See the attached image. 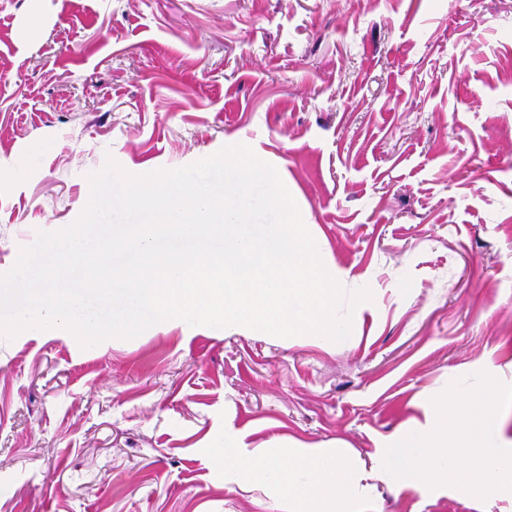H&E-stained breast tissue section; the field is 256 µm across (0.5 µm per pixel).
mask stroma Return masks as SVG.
Returning <instances> with one entry per match:
<instances>
[{
  "label": "stroma",
  "mask_w": 512,
  "mask_h": 512,
  "mask_svg": "<svg viewBox=\"0 0 512 512\" xmlns=\"http://www.w3.org/2000/svg\"><path fill=\"white\" fill-rule=\"evenodd\" d=\"M248 144L327 271L340 343L156 324L0 338V512H287L204 449L387 446L456 378L512 385V0H0V273L88 173ZM373 512H475L375 482Z\"/></svg>",
  "instance_id": "obj_1"
}]
</instances>
